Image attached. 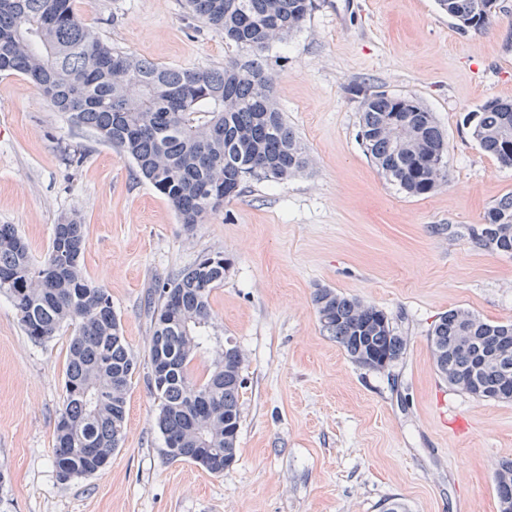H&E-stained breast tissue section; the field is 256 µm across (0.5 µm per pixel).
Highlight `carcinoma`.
Here are the masks:
<instances>
[{
    "instance_id": "obj_1",
    "label": "carcinoma",
    "mask_w": 512,
    "mask_h": 512,
    "mask_svg": "<svg viewBox=\"0 0 512 512\" xmlns=\"http://www.w3.org/2000/svg\"><path fill=\"white\" fill-rule=\"evenodd\" d=\"M460 30H482L485 0H437ZM192 17L244 52L211 70L159 66L105 43L80 21L72 0H0V75L37 85L71 124L131 159L191 231L238 196L249 176L283 181L309 164L306 148L279 112L266 52L298 32L315 0H186ZM358 139L371 163L410 196L447 181L448 144L434 113L412 97L356 86ZM463 123L480 149L512 166V101L490 98ZM481 244L512 255V194L483 216ZM85 224L54 226L37 264L10 224L0 225V291L25 334L44 343L71 329L65 395L53 460L60 480L102 471L124 438L127 391L137 361L103 286L83 272ZM228 259L199 256L159 285L151 301L150 379L160 401L157 426L166 454L217 475L236 462L243 353L227 344L201 381L190 367L211 320L210 294ZM313 305L326 333L355 365L384 371L405 350L376 306L318 288ZM435 365L448 384L477 399L512 402V322L450 309L430 334ZM496 353L492 359L490 353ZM497 499L512 501V460L495 473Z\"/></svg>"
}]
</instances>
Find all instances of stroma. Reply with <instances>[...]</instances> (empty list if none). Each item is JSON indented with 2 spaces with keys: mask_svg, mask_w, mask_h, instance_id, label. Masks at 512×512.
Instances as JSON below:
<instances>
[{
  "mask_svg": "<svg viewBox=\"0 0 512 512\" xmlns=\"http://www.w3.org/2000/svg\"><path fill=\"white\" fill-rule=\"evenodd\" d=\"M112 47L155 64L223 66L236 55L184 0H74ZM274 99L311 163L285 181L248 178L193 231L90 131L27 79L0 75V224L42 261L67 216L85 225L83 269L107 289L137 360L125 435L109 466L60 481L53 463L69 333L42 344L0 292V512H499L494 474L512 459V403L478 400L438 372L429 333L465 308L512 321V256L478 242L485 211L512 193V167L462 124L512 99V0L484 30L460 31L436 0H316L268 52ZM362 85L419 99L448 142V181L413 197L388 182L357 137ZM80 148L66 163L65 147ZM223 253L206 346L245 360L234 468L169 459L149 385L148 294L200 254ZM330 288L382 309L406 349L389 370L353 364L312 303Z\"/></svg>",
  "mask_w": 512,
  "mask_h": 512,
  "instance_id": "1",
  "label": "stroma"
}]
</instances>
